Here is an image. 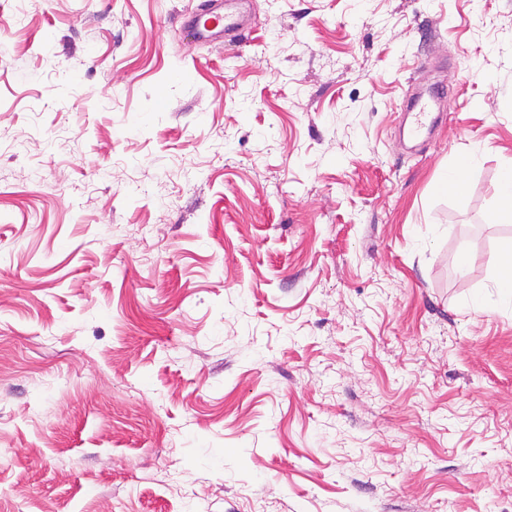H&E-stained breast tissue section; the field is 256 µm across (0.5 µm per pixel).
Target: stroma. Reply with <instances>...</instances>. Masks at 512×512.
Wrapping results in <instances>:
<instances>
[{
	"label": "stroma",
	"mask_w": 512,
	"mask_h": 512,
	"mask_svg": "<svg viewBox=\"0 0 512 512\" xmlns=\"http://www.w3.org/2000/svg\"><path fill=\"white\" fill-rule=\"evenodd\" d=\"M203 3L0 0V512H512V0ZM193 35L199 40L211 41L224 34L236 36L243 28V19L224 7V14L197 13L191 18ZM428 93V99H424V94L421 93L411 101L409 112H411L412 120L408 129L411 137H421L435 123L436 118L432 116L433 104L446 96L447 85L430 87ZM491 223L512 222V167L502 170L499 185L498 198L495 211L490 214ZM497 271L499 288L502 289L498 297V303L512 305V243L504 245L497 256Z\"/></svg>",
	"instance_id": "obj_1"
}]
</instances>
